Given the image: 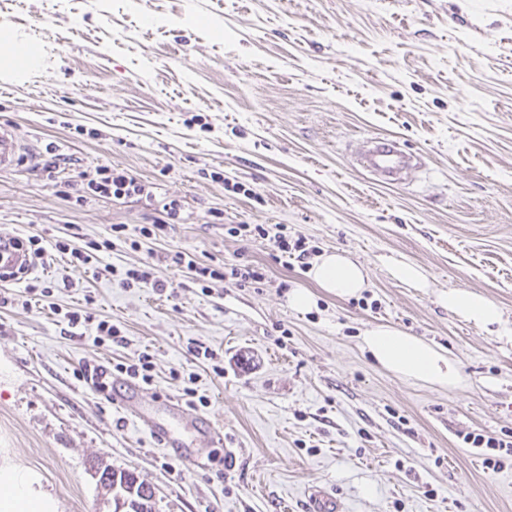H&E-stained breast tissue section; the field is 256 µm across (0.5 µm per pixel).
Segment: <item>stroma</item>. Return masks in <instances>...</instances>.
Wrapping results in <instances>:
<instances>
[{"label":"stroma","mask_w":512,"mask_h":512,"mask_svg":"<svg viewBox=\"0 0 512 512\" xmlns=\"http://www.w3.org/2000/svg\"><path fill=\"white\" fill-rule=\"evenodd\" d=\"M1 25L45 60L0 80V125L23 144L0 171V233L81 246L116 224L156 223L159 200L182 211L164 241L116 242L99 263L48 251L33 273L56 281L50 296L0 305V482L23 477L44 512H114L97 462L150 483L155 512H306L313 486L339 512H512V456L494 472L464 441L512 435V335L437 301L475 291L512 325V0H0ZM369 136L397 138L424 168L401 186L376 182L346 153ZM101 165L137 177L151 200L77 201L69 180ZM236 224L346 250L369 287L295 311L288 293L312 288L306 269L230 236ZM172 250L218 269L261 263L267 277L205 293L165 262ZM389 258L421 266L428 287L395 280ZM146 261L165 293L120 286L119 270ZM55 305L112 319L126 344H96L91 323L65 334ZM379 323L448 350L462 388L375 366L359 336ZM191 342L223 359V376L192 360ZM145 350L155 369L142 406L189 386L208 397L201 414L224 437L218 451L198 440L208 467L190 469L73 375L80 361Z\"/></svg>","instance_id":"obj_1"}]
</instances>
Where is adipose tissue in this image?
Here are the masks:
<instances>
[{
	"label": "adipose tissue",
	"instance_id": "obj_1",
	"mask_svg": "<svg viewBox=\"0 0 512 512\" xmlns=\"http://www.w3.org/2000/svg\"><path fill=\"white\" fill-rule=\"evenodd\" d=\"M40 57V51L18 38L12 29L0 30V72L32 71ZM308 275L318 288L344 299L361 296L369 286L367 267L341 250L321 254ZM438 302L477 328L495 325L502 335L512 334V329L502 323L499 307L481 293L448 290L439 294ZM360 345L379 367L399 379L438 390H454L463 384L457 363L447 351L395 326L378 324L365 329Z\"/></svg>",
	"mask_w": 512,
	"mask_h": 512
}]
</instances>
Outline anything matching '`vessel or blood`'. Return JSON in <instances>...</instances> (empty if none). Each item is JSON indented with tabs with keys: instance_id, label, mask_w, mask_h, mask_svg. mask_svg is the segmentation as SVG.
<instances>
[{
	"instance_id": "1",
	"label": "vessel or blood",
	"mask_w": 512,
	"mask_h": 512,
	"mask_svg": "<svg viewBox=\"0 0 512 512\" xmlns=\"http://www.w3.org/2000/svg\"><path fill=\"white\" fill-rule=\"evenodd\" d=\"M354 163L362 170L385 184L403 183L408 175L421 167L419 154L408 151L399 140L385 137H369L357 142L351 149ZM21 158V144L13 128L0 126V170L13 167ZM31 266L29 256L18 250L11 237L0 235V273L26 271ZM173 419L186 421L188 427L200 438L217 436L214 425L201 417H189L187 410L178 403H168ZM141 426L166 448L178 449L181 458L193 469L201 462L195 457L190 443L186 442L169 423L154 417L149 410L138 413Z\"/></svg>"
}]
</instances>
